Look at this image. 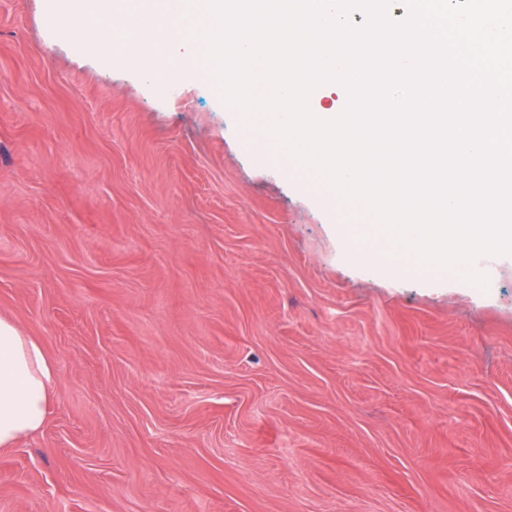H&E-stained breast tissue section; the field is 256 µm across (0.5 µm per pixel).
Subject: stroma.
Returning a JSON list of instances; mask_svg holds the SVG:
<instances>
[{
  "mask_svg": "<svg viewBox=\"0 0 512 512\" xmlns=\"http://www.w3.org/2000/svg\"><path fill=\"white\" fill-rule=\"evenodd\" d=\"M0 0V317L58 382L0 512H512V259L400 276L239 110Z\"/></svg>",
  "mask_w": 512,
  "mask_h": 512,
  "instance_id": "35a3bbf8",
  "label": "stroma"
}]
</instances>
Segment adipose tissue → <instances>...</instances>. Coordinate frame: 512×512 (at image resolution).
Masks as SVG:
<instances>
[{"mask_svg":"<svg viewBox=\"0 0 512 512\" xmlns=\"http://www.w3.org/2000/svg\"><path fill=\"white\" fill-rule=\"evenodd\" d=\"M57 379L55 360L42 343L0 318V448L42 431Z\"/></svg>","mask_w":512,"mask_h":512,"instance_id":"ef3b65f1","label":"adipose tissue"}]
</instances>
